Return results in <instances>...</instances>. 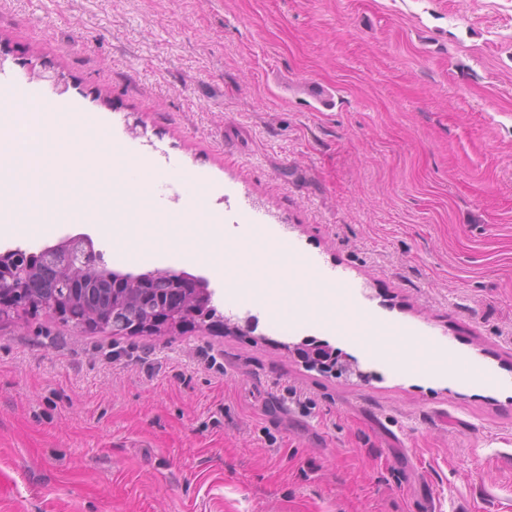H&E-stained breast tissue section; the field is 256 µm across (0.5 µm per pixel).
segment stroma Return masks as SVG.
I'll return each instance as SVG.
<instances>
[{
  "mask_svg": "<svg viewBox=\"0 0 512 512\" xmlns=\"http://www.w3.org/2000/svg\"><path fill=\"white\" fill-rule=\"evenodd\" d=\"M105 116L199 170L227 237L259 224L378 319L483 365L393 370L317 324L226 303L148 336L0 318V512H512V0H0V84ZM337 86L311 110L307 82ZM329 343L336 374L308 367Z\"/></svg>",
  "mask_w": 512,
  "mask_h": 512,
  "instance_id": "obj_1",
  "label": "stroma"
}]
</instances>
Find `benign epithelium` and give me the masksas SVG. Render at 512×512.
Masks as SVG:
<instances>
[{
  "label": "benign epithelium",
  "mask_w": 512,
  "mask_h": 512,
  "mask_svg": "<svg viewBox=\"0 0 512 512\" xmlns=\"http://www.w3.org/2000/svg\"><path fill=\"white\" fill-rule=\"evenodd\" d=\"M46 257L57 261L60 292L50 294L44 289L39 266ZM86 290L105 292L108 303L76 318L73 312L79 310V294ZM130 292L139 294L151 313L142 325L118 324L112 315V303L123 300ZM212 297L213 291L205 280L183 272L112 271L105 267L102 253L95 250L87 236L70 237L45 248L37 256L19 247L0 251V316L49 310L81 329L144 335L162 328L175 329L187 321L207 325L217 316Z\"/></svg>",
  "instance_id": "7a95c632"
}]
</instances>
